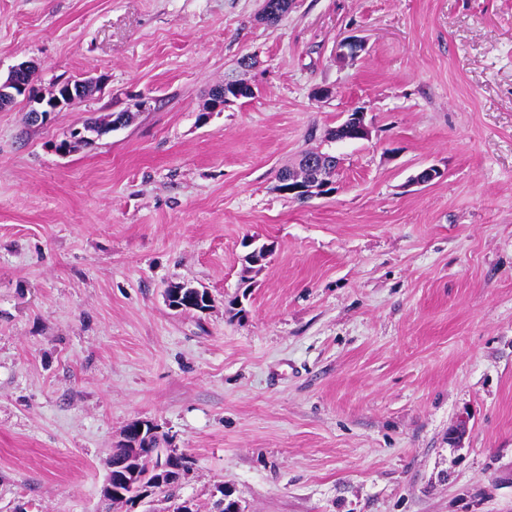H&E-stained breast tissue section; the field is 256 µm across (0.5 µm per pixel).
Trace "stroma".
I'll return each mask as SVG.
<instances>
[{
	"label": "stroma",
	"instance_id": "35a3bbf8",
	"mask_svg": "<svg viewBox=\"0 0 512 512\" xmlns=\"http://www.w3.org/2000/svg\"><path fill=\"white\" fill-rule=\"evenodd\" d=\"M262 4L0 0L1 77L103 82L40 125L0 110V512H170L102 496L134 420L193 459L199 512L220 485L241 512H512V0ZM228 76L253 96L204 112ZM355 108L369 138L328 141ZM307 150L340 164L302 203L276 185ZM178 283L211 308L171 310Z\"/></svg>",
	"mask_w": 512,
	"mask_h": 512
}]
</instances>
